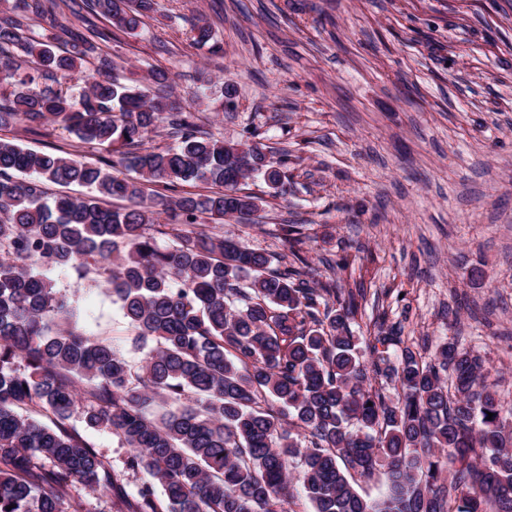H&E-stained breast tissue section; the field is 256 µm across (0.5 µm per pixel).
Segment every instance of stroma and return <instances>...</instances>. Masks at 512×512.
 <instances>
[{
  "label": "stroma",
  "mask_w": 512,
  "mask_h": 512,
  "mask_svg": "<svg viewBox=\"0 0 512 512\" xmlns=\"http://www.w3.org/2000/svg\"><path fill=\"white\" fill-rule=\"evenodd\" d=\"M201 21L214 31L203 47ZM103 48L122 81L165 70L197 123L285 159V193L245 181L265 204L225 217L224 237L280 259L283 225H307L311 279L364 285L355 335L382 321L417 348L458 342L512 402V0H155L137 33ZM0 138L40 152L71 142L53 125ZM343 256L348 268H326ZM48 276L87 333L125 345L104 284L70 267ZM71 423L135 496L131 449L82 414Z\"/></svg>",
  "instance_id": "obj_1"
}]
</instances>
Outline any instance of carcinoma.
I'll return each instance as SVG.
<instances>
[{
  "mask_svg": "<svg viewBox=\"0 0 512 512\" xmlns=\"http://www.w3.org/2000/svg\"><path fill=\"white\" fill-rule=\"evenodd\" d=\"M152 2L15 0L0 17V57L16 53L0 70V128L52 124L109 153L0 139V512H81L78 483L114 512H294L296 482L309 512H512V405L481 359L452 342L430 363L410 347L392 358L400 337L353 335L363 289L307 280L301 224L285 228L298 268L220 234L216 221L261 210L241 182L276 191L285 160L201 129L162 69L153 93L113 78L97 20L133 34ZM35 18L56 43L34 36ZM161 123L174 146L149 145ZM191 181L219 190L168 194ZM91 260L143 353L135 371L45 275ZM78 411L133 450L129 468L147 475L135 497L69 424ZM380 468L385 492L360 495L355 476Z\"/></svg>",
  "mask_w": 512,
  "mask_h": 512,
  "instance_id": "obj_1",
  "label": "carcinoma"
}]
</instances>
